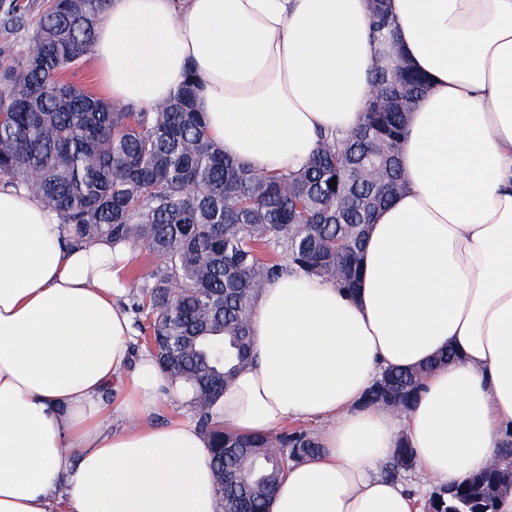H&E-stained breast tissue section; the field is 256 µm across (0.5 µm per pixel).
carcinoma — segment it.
<instances>
[{"label":"carcinoma","mask_w":512,"mask_h":512,"mask_svg":"<svg viewBox=\"0 0 512 512\" xmlns=\"http://www.w3.org/2000/svg\"><path fill=\"white\" fill-rule=\"evenodd\" d=\"M107 0H48L17 55L0 49V180L56 213L71 247L112 242V260L146 254L133 279V328L175 381L191 385L189 406L212 443L210 465L222 512H269L290 462L321 451L304 428L243 436L215 425L209 409L251 357L250 318L260 289L291 270L359 282L367 230L403 184L398 147L428 81L405 62L375 73L376 91L349 136L324 137L297 171L259 173L224 155L194 108L200 85L188 74L151 112L117 107L64 78L91 59ZM373 36L393 38L373 0ZM22 0H0V27H26ZM336 181V186L329 185ZM449 349L418 369L388 368L364 404L409 411ZM413 449L397 442L382 472L401 480ZM512 486V432L497 465L440 487L429 512H496Z\"/></svg>","instance_id":"obj_1"}]
</instances>
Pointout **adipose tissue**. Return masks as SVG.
I'll return each mask as SVG.
<instances>
[{"label":"adipose tissue","mask_w":512,"mask_h":512,"mask_svg":"<svg viewBox=\"0 0 512 512\" xmlns=\"http://www.w3.org/2000/svg\"><path fill=\"white\" fill-rule=\"evenodd\" d=\"M385 4L387 46L370 0H108L96 28L112 102L152 109L194 74L210 136L259 172L355 130L378 67L403 59L429 81L356 294L295 274L266 284L253 362L212 409L245 436L321 422V452L288 466L270 512H413L411 489L378 472L397 439L450 487L512 432V0ZM124 290L109 242L66 247L54 213L0 184V512H219L208 438L150 421L191 393L149 352L131 360ZM451 348L410 411L364 405L382 369ZM374 12L372 21V32L376 39L389 42L393 38L392 21L390 20L383 4L384 0H373Z\"/></svg>","instance_id":"obj_1"}]
</instances>
